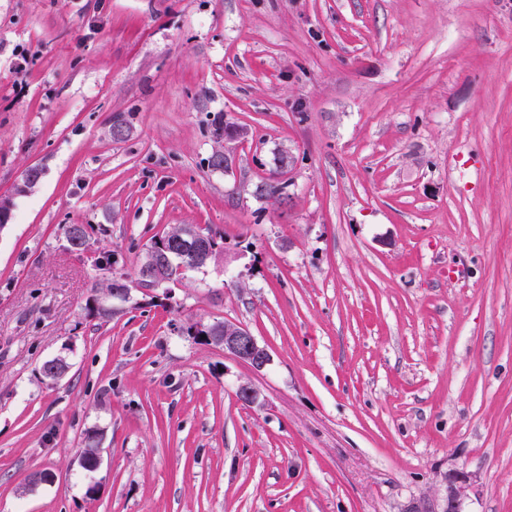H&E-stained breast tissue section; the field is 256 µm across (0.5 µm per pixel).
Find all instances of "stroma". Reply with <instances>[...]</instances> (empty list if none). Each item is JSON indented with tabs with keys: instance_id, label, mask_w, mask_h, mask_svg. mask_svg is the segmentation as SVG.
<instances>
[{
	"instance_id": "35a3bbf8",
	"label": "stroma",
	"mask_w": 512,
	"mask_h": 512,
	"mask_svg": "<svg viewBox=\"0 0 512 512\" xmlns=\"http://www.w3.org/2000/svg\"><path fill=\"white\" fill-rule=\"evenodd\" d=\"M1 199L0 512H512V0H0ZM185 224L215 259L88 317ZM207 339L258 370L270 362L268 351L242 325L224 321L217 329L207 330Z\"/></svg>"
}]
</instances>
